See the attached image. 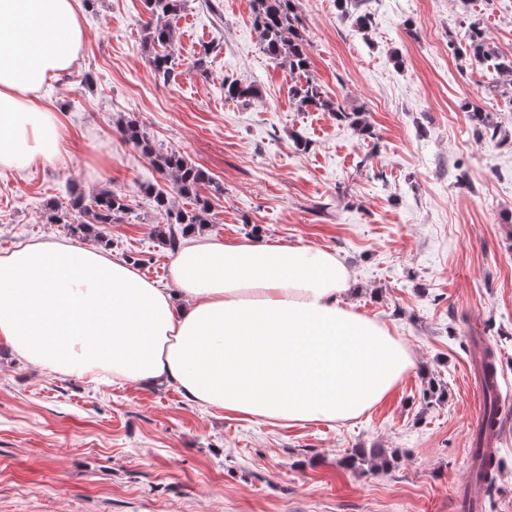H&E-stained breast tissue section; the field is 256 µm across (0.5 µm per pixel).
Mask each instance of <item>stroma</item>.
Here are the masks:
<instances>
[{"label":"stroma","instance_id":"1","mask_svg":"<svg viewBox=\"0 0 512 512\" xmlns=\"http://www.w3.org/2000/svg\"><path fill=\"white\" fill-rule=\"evenodd\" d=\"M87 39L46 91L66 132L61 160L0 168V254L18 244L96 241V227L46 221L49 204L103 187L130 207L107 225L109 251L159 287L173 253L149 187L168 189L127 140L134 122L216 184L199 234L263 238L336 252L356 311L383 322L415 365L379 405L345 423L283 425L227 415L172 386L90 382L0 350V512H461L483 412L464 376L490 348L502 411L501 466L481 512H512V79L489 88L456 57L480 23L512 57V0H366L359 30L336 0H299L309 74L346 108H298L266 55L253 0H186L157 80L143 43V0H77ZM207 55L206 73L192 69ZM256 98L224 96L225 82ZM505 133L478 137L477 111ZM383 448L389 469L349 470L355 448Z\"/></svg>","mask_w":512,"mask_h":512}]
</instances>
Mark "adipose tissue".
Segmentation results:
<instances>
[{
	"instance_id": "adipose-tissue-1",
	"label": "adipose tissue",
	"mask_w": 512,
	"mask_h": 512,
	"mask_svg": "<svg viewBox=\"0 0 512 512\" xmlns=\"http://www.w3.org/2000/svg\"><path fill=\"white\" fill-rule=\"evenodd\" d=\"M86 37L76 0H0V168L59 155L42 87ZM159 287L102 248L33 242L0 255V344L36 368L179 388L194 402L288 425L346 422L414 366L389 327L345 301L336 253L193 236Z\"/></svg>"
}]
</instances>
